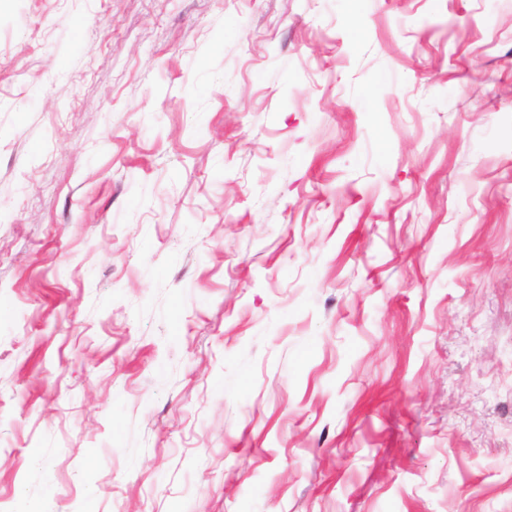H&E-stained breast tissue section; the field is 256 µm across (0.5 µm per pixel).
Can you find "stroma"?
I'll return each instance as SVG.
<instances>
[{
	"instance_id": "obj_1",
	"label": "stroma",
	"mask_w": 512,
	"mask_h": 512,
	"mask_svg": "<svg viewBox=\"0 0 512 512\" xmlns=\"http://www.w3.org/2000/svg\"><path fill=\"white\" fill-rule=\"evenodd\" d=\"M512 512V0H0V512Z\"/></svg>"
}]
</instances>
